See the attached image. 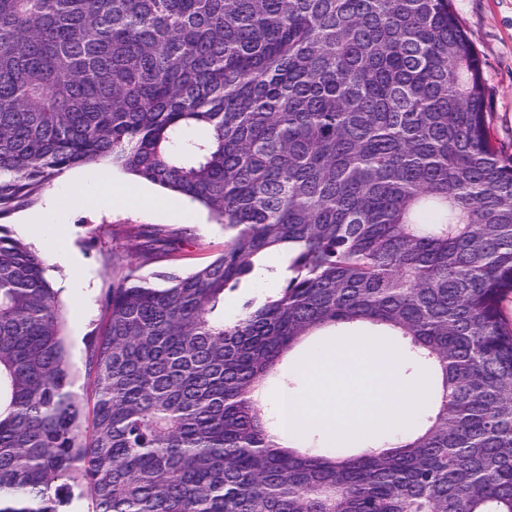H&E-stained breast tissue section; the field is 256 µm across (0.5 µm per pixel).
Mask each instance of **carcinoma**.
Segmentation results:
<instances>
[{
  "instance_id": "1",
  "label": "carcinoma",
  "mask_w": 512,
  "mask_h": 512,
  "mask_svg": "<svg viewBox=\"0 0 512 512\" xmlns=\"http://www.w3.org/2000/svg\"><path fill=\"white\" fill-rule=\"evenodd\" d=\"M452 0H0V512H512V154ZM119 169L224 252L130 265L72 389L42 256L6 220ZM189 229L139 231L175 260ZM284 262L278 292L224 297ZM400 342L436 394L394 447L284 448L259 393L323 331ZM56 509L57 512H88L91 511V501L80 488L73 487L70 497L63 491L61 502L56 503Z\"/></svg>"
}]
</instances>
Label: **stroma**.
Instances as JSON below:
<instances>
[{
  "mask_svg": "<svg viewBox=\"0 0 512 512\" xmlns=\"http://www.w3.org/2000/svg\"><path fill=\"white\" fill-rule=\"evenodd\" d=\"M454 9L468 37L483 61V79L490 92V132L493 140L512 148V0H453ZM107 181H123L127 190L111 202L84 200L69 195L59 199V221L72 233L80 254L78 265L56 262L47 275L51 283L70 282L69 292L60 299L66 347L73 389L85 391V349L100 318L99 299L113 277L131 260L139 241L134 233L148 225L171 230L192 227L195 245L182 247L178 267L185 272L207 264L224 250V228L216 224L199 204L183 203L181 218H172L166 207L145 205L138 193L139 183L115 169ZM272 271L265 278L246 283L224 299V316L233 318L243 302L258 300L278 291L281 281L275 270L279 257L267 261Z\"/></svg>",
  "mask_w": 512,
  "mask_h": 512,
  "instance_id": "obj_1",
  "label": "stroma"
}]
</instances>
